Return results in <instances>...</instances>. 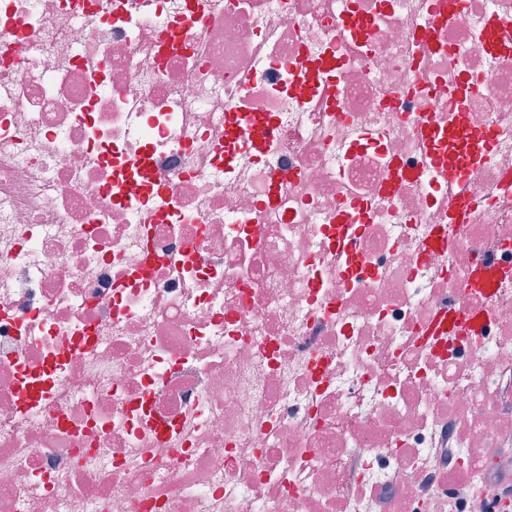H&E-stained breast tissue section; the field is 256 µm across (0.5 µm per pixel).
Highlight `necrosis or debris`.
Listing matches in <instances>:
<instances>
[{
    "mask_svg": "<svg viewBox=\"0 0 512 512\" xmlns=\"http://www.w3.org/2000/svg\"><path fill=\"white\" fill-rule=\"evenodd\" d=\"M509 176L512 0H0V512L512 488Z\"/></svg>",
    "mask_w": 512,
    "mask_h": 512,
    "instance_id": "1",
    "label": "necrosis or debris"
}]
</instances>
